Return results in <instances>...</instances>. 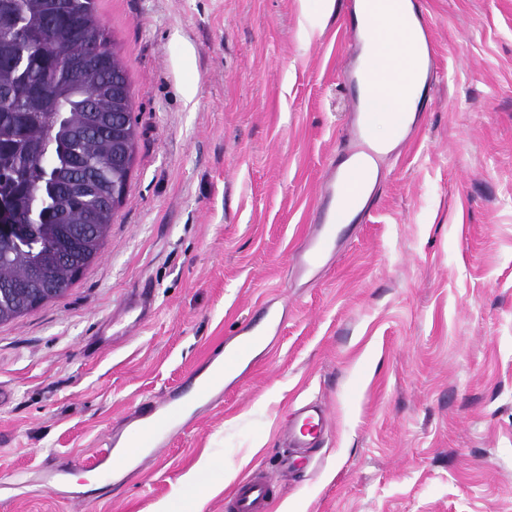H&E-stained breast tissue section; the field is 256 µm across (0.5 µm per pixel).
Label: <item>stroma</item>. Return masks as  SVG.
<instances>
[{"label":"stroma","instance_id":"35a3bbf8","mask_svg":"<svg viewBox=\"0 0 512 512\" xmlns=\"http://www.w3.org/2000/svg\"><path fill=\"white\" fill-rule=\"evenodd\" d=\"M136 128L108 239L66 294L0 324V512H512V0H427L439 74L364 223L294 261L324 165L354 141L346 0H96ZM152 311L130 326L141 283ZM270 349L178 416L141 467L96 471L135 406L265 309ZM325 407L309 460L283 439ZM212 466L186 482L201 457ZM271 500V487L267 481L251 476L237 486L230 510L232 512H266Z\"/></svg>","mask_w":512,"mask_h":512}]
</instances>
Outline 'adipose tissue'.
Returning a JSON list of instances; mask_svg holds the SVG:
<instances>
[{
    "label": "adipose tissue",
    "instance_id": "ef3b65f1",
    "mask_svg": "<svg viewBox=\"0 0 512 512\" xmlns=\"http://www.w3.org/2000/svg\"><path fill=\"white\" fill-rule=\"evenodd\" d=\"M409 0H377L380 27L378 37L381 42L379 54L367 59L365 66L374 75L378 85L367 101L368 111L374 112L377 119L372 126L373 136L380 142H388L396 136L397 130L390 117L397 112H413L415 103L406 96L405 77L410 76V68L396 70L395 61L401 54L397 37L400 12L408 11Z\"/></svg>",
    "mask_w": 512,
    "mask_h": 512
}]
</instances>
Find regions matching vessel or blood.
<instances>
[{"label":"vessel or blood","instance_id":"obj_1","mask_svg":"<svg viewBox=\"0 0 512 512\" xmlns=\"http://www.w3.org/2000/svg\"><path fill=\"white\" fill-rule=\"evenodd\" d=\"M398 37L409 58L414 60L416 69L424 75L418 106L426 108L435 78L436 49L432 30L425 19L423 0H412L411 12ZM350 103L355 143L328 164L321 179L314 229L296 259L297 272L302 276L310 274L326 257L335 253L347 234L348 225L362 221L377 195L383 172L381 161L387 152L372 138L373 115L365 111L362 96L351 98ZM264 341L263 330L254 325L247 327L242 338L212 357L208 373L195 377L192 390L170 393L161 406L148 402L141 404L134 413L137 424L126 434L122 448H106L104 455L110 466L118 468L154 454L163 434L173 424L175 411L187 405L190 396L206 397L221 389L226 375L234 373ZM325 425V408L311 405L292 414L288 434L297 447L310 448L323 435ZM271 499L267 481L251 476L237 486L230 509L231 512H266Z\"/></svg>","mask_w":512,"mask_h":512}]
</instances>
